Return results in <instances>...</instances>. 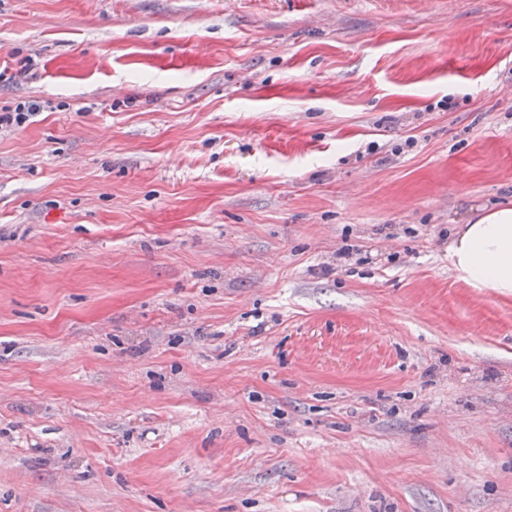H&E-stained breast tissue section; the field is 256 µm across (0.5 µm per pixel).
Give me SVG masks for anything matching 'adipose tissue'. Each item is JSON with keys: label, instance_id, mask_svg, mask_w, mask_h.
Returning a JSON list of instances; mask_svg holds the SVG:
<instances>
[{"label": "adipose tissue", "instance_id": "adipose-tissue-1", "mask_svg": "<svg viewBox=\"0 0 512 512\" xmlns=\"http://www.w3.org/2000/svg\"><path fill=\"white\" fill-rule=\"evenodd\" d=\"M448 252L465 283L512 294V207L476 212L459 227Z\"/></svg>", "mask_w": 512, "mask_h": 512}]
</instances>
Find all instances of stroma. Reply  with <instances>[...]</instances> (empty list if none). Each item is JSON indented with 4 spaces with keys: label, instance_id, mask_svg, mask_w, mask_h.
<instances>
[{
    "label": "stroma",
    "instance_id": "1",
    "mask_svg": "<svg viewBox=\"0 0 512 512\" xmlns=\"http://www.w3.org/2000/svg\"><path fill=\"white\" fill-rule=\"evenodd\" d=\"M0 512H512V0H0ZM459 227L448 252L459 279L512 294V207L480 208Z\"/></svg>",
    "mask_w": 512,
    "mask_h": 512
}]
</instances>
